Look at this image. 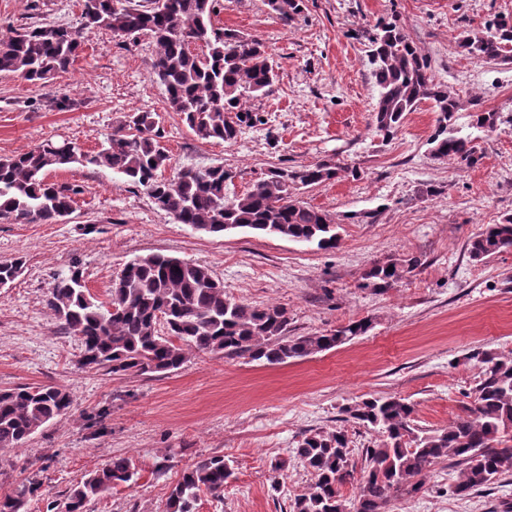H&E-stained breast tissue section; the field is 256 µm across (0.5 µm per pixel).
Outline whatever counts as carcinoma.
<instances>
[{"instance_id": "cac0c4a2", "label": "carcinoma", "mask_w": 512, "mask_h": 512, "mask_svg": "<svg viewBox=\"0 0 512 512\" xmlns=\"http://www.w3.org/2000/svg\"><path fill=\"white\" fill-rule=\"evenodd\" d=\"M148 2L135 8L128 0H84L78 27L42 23L1 37L0 72L42 82L68 72L97 30H109L120 38L147 35L157 47L154 73L165 88L169 108L183 114L202 140H236L242 126L253 120L241 109L243 97L262 96L277 81L266 46L259 39L215 26L219 0ZM265 2L285 25L303 9L302 0ZM368 41L378 86L377 132L387 140L393 138L406 114L429 101L437 112L431 154L466 167L475 165L479 160L475 139L456 128L459 98L434 83L430 64L404 29L385 24ZM511 43L512 21L500 16L490 21L487 32L460 37L458 47L488 63L508 59L505 49ZM497 120V113L481 110L473 114L472 127L491 131ZM169 162L152 112L125 115L93 153L64 140L0 156V221L53 224L68 216L83 187L49 182L45 173L80 164L123 176L144 188L176 223L196 230L222 234L248 228L319 249L336 247L338 234L331 216L292 199V190L335 179L342 170L339 165L322 161L298 170L277 168L230 199L226 187L232 172L224 166L183 168L168 179L162 172ZM507 250H512V217L484 225L468 243L469 256L477 262ZM420 265L416 256L376 263L363 274L362 287L385 291ZM47 305L63 330L80 340L78 368L119 376L169 374L193 353L282 364L332 349L372 327L371 320L359 319L319 335L290 336L287 308L237 301L224 293V284L208 267L163 253L139 256L126 264L106 303L90 295L76 267L55 280ZM472 358L482 364L472 406L444 429L414 425V407L398 397L365 398L345 408L349 418L381 436L378 445L365 451L366 475L353 502L341 494V487L354 480L345 434L305 435L294 454L315 474L316 482L295 498L292 512H388L392 498L418 494L432 467L448 457L459 466L452 488L457 496H469L512 472V356L478 351ZM72 406L70 392L60 386L0 390V449L26 443ZM134 475L128 459L112 458L70 489L61 512H86L89 502L130 482ZM233 477V468L222 455L198 461L172 487L166 512H194L200 492L219 497ZM37 491L35 481L20 482L0 495V512H19L25 499Z\"/></svg>"}]
</instances>
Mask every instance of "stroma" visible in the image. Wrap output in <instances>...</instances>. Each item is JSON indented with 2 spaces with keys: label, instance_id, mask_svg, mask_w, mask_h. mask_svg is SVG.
<instances>
[{
  "label": "stroma",
  "instance_id": "obj_1",
  "mask_svg": "<svg viewBox=\"0 0 512 512\" xmlns=\"http://www.w3.org/2000/svg\"><path fill=\"white\" fill-rule=\"evenodd\" d=\"M223 3L216 26L261 39L278 71L267 96L245 98L255 122L236 141L201 140L169 109L149 37L101 30L69 72L46 83L0 73V156L49 140L93 151L124 114L154 112L171 157L165 177L221 164L234 173L231 197L276 168L346 165L339 178L294 194L330 214L338 244L321 250L248 229L211 235L175 223L110 169L76 164L49 172L84 192L58 223L0 222V263H22L0 287V390L57 385L74 404L22 447L0 450V493L25 479L39 486L20 512H47L115 456L131 460L134 480L87 512H165L182 472L213 455L231 460L235 477L223 498L200 494L195 512H290L315 482L294 454L309 431L344 430L354 476L362 478L365 450L379 436L349 420L346 406L400 397L414 405L416 425L444 428L472 403L481 372L472 352H512V251L481 262L466 251L482 225L512 216V59L484 63L458 47L461 35L484 31L494 16H512V0H304L288 23L264 0ZM82 9L83 0H0V36L40 22L74 26ZM387 23L404 29L435 83L460 98L457 127H467L474 109L498 113L496 129L478 134L475 165L431 156L436 114L428 101L392 140L377 133L368 36ZM154 252L207 266L230 297L286 307L289 335L362 318L372 327L284 364L201 353L152 378L79 369L78 337L63 333L46 304L55 279L80 269L104 302L125 264ZM411 254L421 265L394 288L363 287L374 263ZM458 471L454 459L439 461L424 490L395 497L389 512L512 507V473L463 498L450 491Z\"/></svg>",
  "mask_w": 512,
  "mask_h": 512
}]
</instances>
